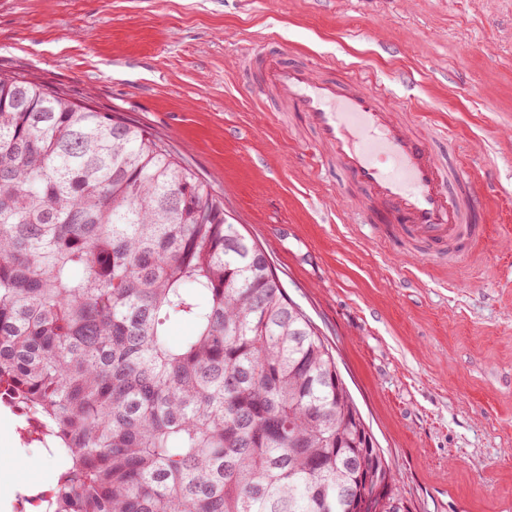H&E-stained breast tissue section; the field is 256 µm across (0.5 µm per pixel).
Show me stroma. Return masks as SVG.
I'll list each match as a JSON object with an SVG mask.
<instances>
[{
  "label": "stroma",
  "mask_w": 512,
  "mask_h": 512,
  "mask_svg": "<svg viewBox=\"0 0 512 512\" xmlns=\"http://www.w3.org/2000/svg\"><path fill=\"white\" fill-rule=\"evenodd\" d=\"M268 45L369 70L394 104L453 126L485 237L416 270L346 214L242 54ZM161 137L223 198L337 358L413 512H512V0H0V75ZM0 476L56 482L0 408Z\"/></svg>",
  "instance_id": "obj_1"
}]
</instances>
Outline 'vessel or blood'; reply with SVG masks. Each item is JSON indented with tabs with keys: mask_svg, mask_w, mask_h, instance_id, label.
<instances>
[{
	"mask_svg": "<svg viewBox=\"0 0 512 512\" xmlns=\"http://www.w3.org/2000/svg\"><path fill=\"white\" fill-rule=\"evenodd\" d=\"M243 59L261 68L258 92L295 113L311 147L348 176L358 190L350 213L384 226L385 241L461 254L482 242L471 183L441 151L454 138L451 128L409 119L370 77L334 75L327 61H288L259 49Z\"/></svg>",
	"mask_w": 512,
	"mask_h": 512,
	"instance_id": "obj_1",
	"label": "vessel or blood"
}]
</instances>
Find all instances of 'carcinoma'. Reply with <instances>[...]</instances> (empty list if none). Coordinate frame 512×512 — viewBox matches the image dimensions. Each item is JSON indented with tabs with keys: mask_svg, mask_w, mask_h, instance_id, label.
<instances>
[{
	"mask_svg": "<svg viewBox=\"0 0 512 512\" xmlns=\"http://www.w3.org/2000/svg\"><path fill=\"white\" fill-rule=\"evenodd\" d=\"M1 397L54 441L43 512H350L384 455L211 185L23 76H0Z\"/></svg>",
	"mask_w": 512,
	"mask_h": 512,
	"instance_id": "cac0c4a2",
	"label": "carcinoma"
}]
</instances>
